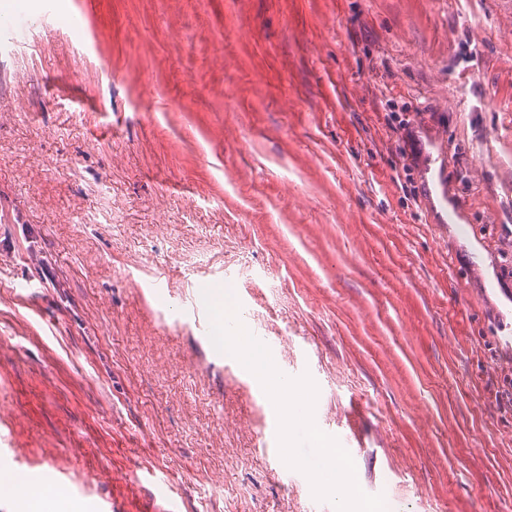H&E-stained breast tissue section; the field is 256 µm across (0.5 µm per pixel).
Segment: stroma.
<instances>
[{
  "label": "stroma",
  "mask_w": 512,
  "mask_h": 512,
  "mask_svg": "<svg viewBox=\"0 0 512 512\" xmlns=\"http://www.w3.org/2000/svg\"><path fill=\"white\" fill-rule=\"evenodd\" d=\"M47 0L0 20V469L311 512L231 289L386 512H512V0ZM443 135L466 224L409 158Z\"/></svg>",
  "instance_id": "obj_1"
}]
</instances>
